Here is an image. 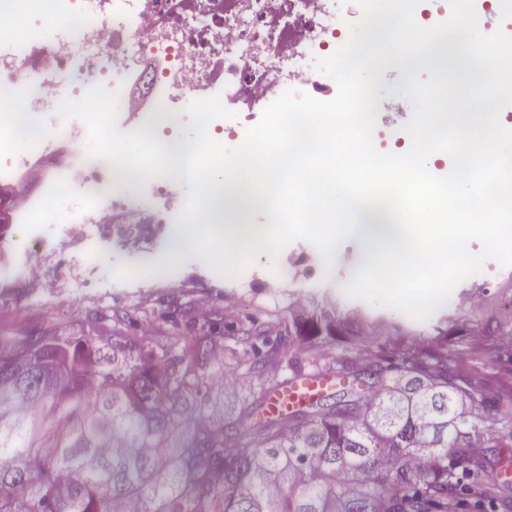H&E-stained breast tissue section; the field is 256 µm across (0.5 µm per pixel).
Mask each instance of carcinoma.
<instances>
[{
  "label": "carcinoma",
  "instance_id": "carcinoma-1",
  "mask_svg": "<svg viewBox=\"0 0 512 512\" xmlns=\"http://www.w3.org/2000/svg\"><path fill=\"white\" fill-rule=\"evenodd\" d=\"M172 328L132 336L126 315L94 316L111 336L44 329L0 346V512H457L483 486L493 441L478 413L491 386L439 347L311 354L315 322L278 318L225 345L224 318L176 303ZM250 397L224 414V360ZM352 378L361 388L281 418L258 417L282 381Z\"/></svg>",
  "mask_w": 512,
  "mask_h": 512
}]
</instances>
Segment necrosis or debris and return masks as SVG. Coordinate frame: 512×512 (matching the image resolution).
Instances as JSON below:
<instances>
[{"instance_id":"4bbe7bcc","label":"necrosis or debris","mask_w":512,"mask_h":512,"mask_svg":"<svg viewBox=\"0 0 512 512\" xmlns=\"http://www.w3.org/2000/svg\"><path fill=\"white\" fill-rule=\"evenodd\" d=\"M343 23L341 0H49L42 16L31 0H0V184L12 189L0 302L39 308L53 288L76 297L111 285L96 260L103 252L152 266L156 287L177 277L152 265L182 212L176 178L145 183L87 159V127L63 118V99L101 85L118 92L120 113H137L128 87L139 83L154 107L123 131L147 129L177 153L187 105L217 98L236 117L213 120L210 136L240 141L285 90L326 95L314 61L328 57ZM65 189L73 202L62 208Z\"/></svg>"}]
</instances>
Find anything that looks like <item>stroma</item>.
Listing matches in <instances>:
<instances>
[{
    "label": "stroma",
    "mask_w": 512,
    "mask_h": 512,
    "mask_svg": "<svg viewBox=\"0 0 512 512\" xmlns=\"http://www.w3.org/2000/svg\"><path fill=\"white\" fill-rule=\"evenodd\" d=\"M403 82V74L392 73L382 77L378 90L381 110L376 146L386 151L406 145L403 126L412 115V106L397 96ZM316 253L310 242L299 239L290 243L277 260L262 254L256 265L225 276L223 288H211L201 281L183 288L144 287L119 297L118 304L139 329L155 327L164 310L162 302L170 297L194 307L205 305L210 313H221L228 330L240 328L252 319L262 321L274 316L291 325L327 313L340 328L337 347L352 341L359 343L362 357L367 358L381 348L413 350L434 343L464 375L512 393V311L507 308L512 302V285H500V261H492L479 277L468 276L459 281L452 292L454 307L434 313L422 323L396 309L344 295L341 287L348 280V271L365 257L363 243L353 237L340 243L335 256L339 269L332 272L328 281L314 285L303 276L274 296L258 298L251 304L239 299L238 283L265 276L269 262L281 267L300 257H315ZM107 304V297L99 294L77 299L66 307L49 305L32 313L0 307V336H19L51 323L61 334L81 336L87 332L91 314L106 313Z\"/></svg>",
    "instance_id": "obj_1"
}]
</instances>
